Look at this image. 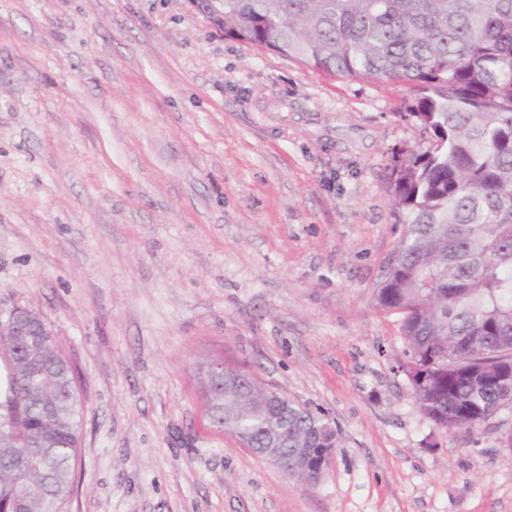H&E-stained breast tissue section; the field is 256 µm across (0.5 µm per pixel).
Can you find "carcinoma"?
<instances>
[{
  "mask_svg": "<svg viewBox=\"0 0 512 512\" xmlns=\"http://www.w3.org/2000/svg\"><path fill=\"white\" fill-rule=\"evenodd\" d=\"M224 36L331 76L401 84L404 118L430 136L392 156L387 184L406 225L376 304L401 316L403 366L423 419L472 429L512 403V0H222ZM0 512H63L81 402L49 335L0 354ZM264 389L224 387L227 432L270 437ZM339 443L325 415L294 404L288 461Z\"/></svg>",
  "mask_w": 512,
  "mask_h": 512,
  "instance_id": "carcinoma-1",
  "label": "carcinoma"
}]
</instances>
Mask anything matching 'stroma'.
<instances>
[{
  "label": "stroma",
  "mask_w": 512,
  "mask_h": 512,
  "mask_svg": "<svg viewBox=\"0 0 512 512\" xmlns=\"http://www.w3.org/2000/svg\"><path fill=\"white\" fill-rule=\"evenodd\" d=\"M409 103L184 0H0V314L40 313L75 370L64 512H512V404L424 420L376 304ZM217 358L329 416L318 483L212 426Z\"/></svg>",
  "instance_id": "1"
}]
</instances>
